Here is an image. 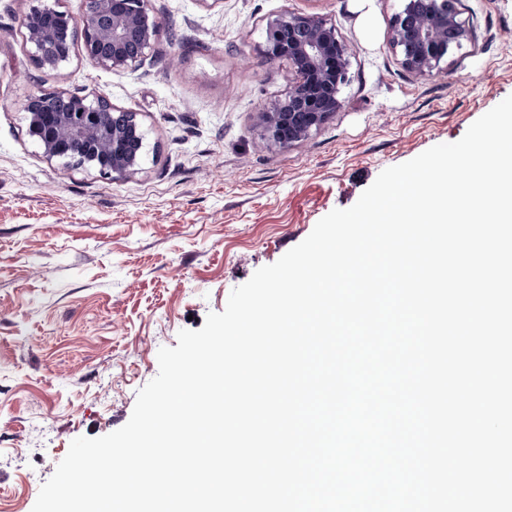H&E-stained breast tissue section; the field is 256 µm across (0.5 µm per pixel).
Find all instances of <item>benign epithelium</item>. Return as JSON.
<instances>
[{
  "label": "benign epithelium",
  "instance_id": "1",
  "mask_svg": "<svg viewBox=\"0 0 512 512\" xmlns=\"http://www.w3.org/2000/svg\"><path fill=\"white\" fill-rule=\"evenodd\" d=\"M459 0H406L392 20L391 46L405 69L428 76L440 70L448 54L470 38L460 19ZM25 41L40 68L60 69L71 58L50 48L66 32L80 38L82 55L107 70L138 67L151 52L161 24L148 0H85L77 18L61 0H34L24 20ZM266 60L285 59L295 83L271 99L256 115L266 144L286 149L305 140L343 104L342 87L350 66L346 46L327 20L285 14L266 32ZM28 134L50 160L65 168L84 167L103 176L139 171L146 131L138 113L122 109L97 92L84 95L59 90L31 96L24 107Z\"/></svg>",
  "mask_w": 512,
  "mask_h": 512
}]
</instances>
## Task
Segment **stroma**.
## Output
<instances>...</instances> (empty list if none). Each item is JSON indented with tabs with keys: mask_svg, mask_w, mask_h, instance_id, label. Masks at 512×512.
Segmentation results:
<instances>
[{
	"mask_svg": "<svg viewBox=\"0 0 512 512\" xmlns=\"http://www.w3.org/2000/svg\"><path fill=\"white\" fill-rule=\"evenodd\" d=\"M161 23L137 68L74 52L32 61L29 0H0V512H32L73 439L130 419L180 330L224 311L386 168L458 141L512 95V0H459L471 39L418 76L389 44L402 0H149ZM331 22L350 52L343 106L304 141L271 148L257 112L287 92L261 53L285 13ZM104 93L137 112L138 173L63 169L27 132L30 95Z\"/></svg>",
	"mask_w": 512,
	"mask_h": 512,
	"instance_id": "stroma-1",
	"label": "stroma"
}]
</instances>
